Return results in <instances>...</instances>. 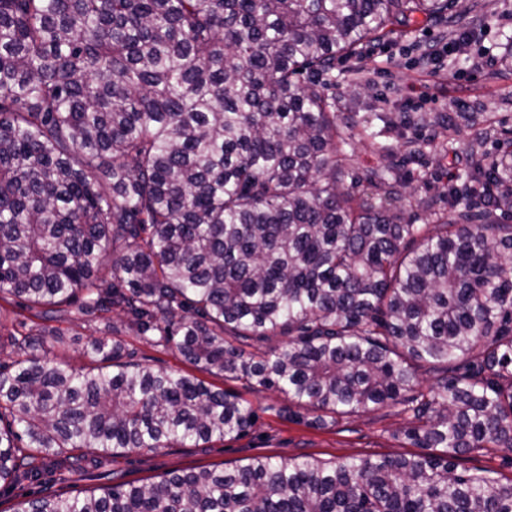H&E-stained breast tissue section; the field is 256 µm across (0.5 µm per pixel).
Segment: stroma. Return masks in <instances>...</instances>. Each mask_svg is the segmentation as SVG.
I'll list each match as a JSON object with an SVG mask.
<instances>
[{"label": "stroma", "instance_id": "1", "mask_svg": "<svg viewBox=\"0 0 512 512\" xmlns=\"http://www.w3.org/2000/svg\"><path fill=\"white\" fill-rule=\"evenodd\" d=\"M455 9L462 12V23L470 31L468 45L451 48L454 24L444 18L427 21L418 14L401 33L364 43L355 55L338 57L333 71L334 110L348 127L346 168L357 192H370L367 175L380 162L378 146H387L400 164L404 182L396 205L417 224L426 223L431 211H443L442 203L436 202L429 211L423 202L446 187L449 175L462 167L454 156L436 153L432 139L448 135L464 145L483 132L486 149L493 153L512 137V66L499 60L501 43L512 36V0H457ZM433 43L449 44L450 49L439 58L424 59ZM376 112L386 115L388 124L373 138L368 121ZM412 141L418 153H410ZM28 327L52 331L54 337L47 342L49 358L74 367L84 364L83 350L90 340L110 334L123 341L130 361L180 373L195 371L175 350L155 346L148 337L138 335L121 312L82 322L43 321L30 318L15 298L0 300V344L9 345ZM205 380L252 404L256 422L245 435L217 440L206 448L115 453L107 468L87 469L85 480L66 484V492L84 496L111 481L142 484L174 470L240 466L255 457L310 456L338 463L414 451L397 436L409 418L394 409L318 425L311 412L289 406L277 392L251 391L211 374Z\"/></svg>", "mask_w": 512, "mask_h": 512}]
</instances>
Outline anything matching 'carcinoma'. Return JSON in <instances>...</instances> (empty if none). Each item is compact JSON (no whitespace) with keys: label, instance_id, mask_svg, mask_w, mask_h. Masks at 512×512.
Returning a JSON list of instances; mask_svg holds the SVG:
<instances>
[{"label":"carcinoma","instance_id":"cac0c4a2","mask_svg":"<svg viewBox=\"0 0 512 512\" xmlns=\"http://www.w3.org/2000/svg\"><path fill=\"white\" fill-rule=\"evenodd\" d=\"M455 0H0V296L41 320L120 309L202 371L315 414L396 408L428 452L254 458L65 497L70 452L198 448L251 403L125 359L101 336L69 368L40 334L0 361L12 512H512V482L458 469L512 452V149L483 137L414 224L346 185L336 56ZM112 266L104 259L114 247ZM276 345L248 351V341ZM443 376L424 387L419 371Z\"/></svg>","mask_w":512,"mask_h":512}]
</instances>
